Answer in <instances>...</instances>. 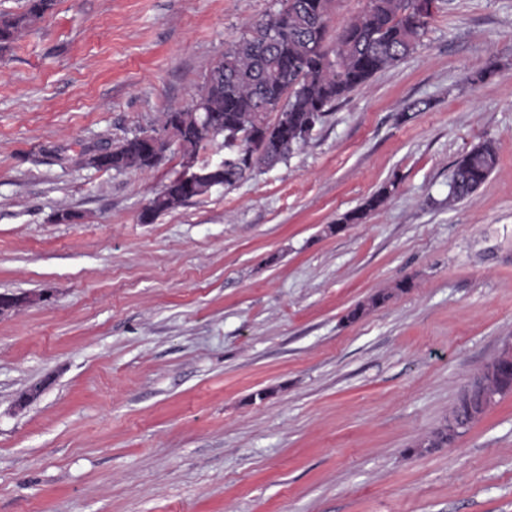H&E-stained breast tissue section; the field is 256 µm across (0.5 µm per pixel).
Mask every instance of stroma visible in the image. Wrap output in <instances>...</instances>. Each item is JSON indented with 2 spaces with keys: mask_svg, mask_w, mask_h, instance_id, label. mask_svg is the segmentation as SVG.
Listing matches in <instances>:
<instances>
[{
  "mask_svg": "<svg viewBox=\"0 0 512 512\" xmlns=\"http://www.w3.org/2000/svg\"><path fill=\"white\" fill-rule=\"evenodd\" d=\"M276 8L56 0L0 49V293L33 297L0 316V512H512V393L416 448L512 342V0H438L285 161L151 223L178 147L84 162ZM486 139L497 167L449 204ZM145 132L140 131L131 137H126L112 144V147L104 153H97L96 149H87L85 151L86 164L106 171L133 170L146 172L155 168L166 155H160V159L154 158L142 139ZM499 161L496 145L483 141L463 154L454 164L448 182V202L470 197L490 176ZM390 192L391 190H389L387 186L383 187L377 193L368 198L362 208L345 214L342 218L341 224L361 223L369 211H374L384 204L390 195Z\"/></svg>",
  "mask_w": 512,
  "mask_h": 512,
  "instance_id": "obj_1",
  "label": "stroma"
}]
</instances>
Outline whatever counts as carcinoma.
Wrapping results in <instances>:
<instances>
[{
	"label": "carcinoma",
	"mask_w": 512,
	"mask_h": 512,
	"mask_svg": "<svg viewBox=\"0 0 512 512\" xmlns=\"http://www.w3.org/2000/svg\"><path fill=\"white\" fill-rule=\"evenodd\" d=\"M53 2L28 0L20 14L0 13V46L17 40ZM278 2V10L225 49L189 104L160 113L155 123L172 126L183 154H199L218 130H224L220 182L227 188L257 169L284 160L339 101L414 51L437 9V0H366L362 12L331 39L328 28L334 0ZM272 112L276 113L273 122L268 120ZM85 155L87 165L106 171L146 172L160 163L140 132L104 153L89 148ZM498 161L491 140L463 154L449 177L448 202L470 197ZM209 191L210 187L202 186L189 193L176 176L149 201L141 220L150 223ZM389 195L388 187H383L362 208L345 214L342 223H361Z\"/></svg>",
	"instance_id": "1"
}]
</instances>
